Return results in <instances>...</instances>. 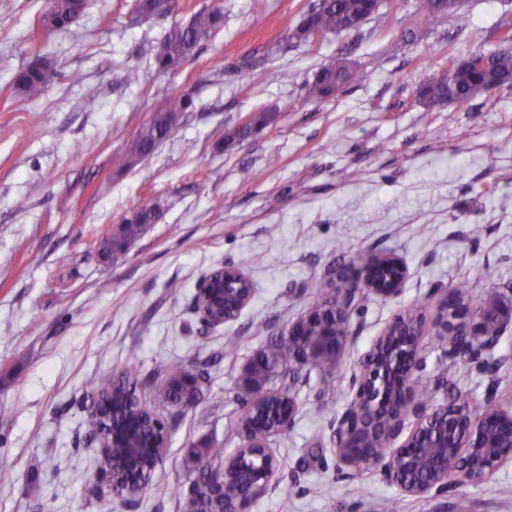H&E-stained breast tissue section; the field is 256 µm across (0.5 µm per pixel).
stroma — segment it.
Returning <instances> with one entry per match:
<instances>
[{
  "label": "stroma",
  "instance_id": "obj_1",
  "mask_svg": "<svg viewBox=\"0 0 512 512\" xmlns=\"http://www.w3.org/2000/svg\"><path fill=\"white\" fill-rule=\"evenodd\" d=\"M314 2L178 0L155 19L133 0H92L70 31L49 35L39 26L47 0H0V465L13 475L0 484V512H183L187 448L209 442L229 456L242 444V374L265 342L256 326L288 329L330 266L353 270L378 253L404 264L399 294L362 290L335 369L300 370L294 423L271 441L277 481L246 512H382L388 498L398 512H512L510 462L482 484L409 496L380 467L339 463L333 443L363 358L399 313L435 315L460 284L512 304V86L458 108L416 96L449 58L497 49L512 0H462L438 28L419 27L420 0H382L358 29L289 40ZM202 9L219 10V25L180 70L128 85L127 70L152 64L165 33ZM37 55L59 75L26 99L13 78ZM340 55L354 77L338 96H315V72ZM182 92L194 106L170 138L120 166L154 109ZM262 111L273 121L217 150ZM146 198L160 219L103 259L98 237ZM227 264L254 295L236 321L209 329L193 296ZM421 346L415 384L435 402L457 387L512 406V328L475 360L449 355L433 331ZM132 361L145 379L165 362L203 364L207 380L192 408L155 405L143 391L169 426L167 447L147 489L119 497L99 477L87 382Z\"/></svg>",
  "mask_w": 512,
  "mask_h": 512
}]
</instances>
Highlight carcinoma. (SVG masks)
Returning a JSON list of instances; mask_svg holds the SVG:
<instances>
[{
    "label": "carcinoma",
    "instance_id": "carcinoma-1",
    "mask_svg": "<svg viewBox=\"0 0 512 512\" xmlns=\"http://www.w3.org/2000/svg\"><path fill=\"white\" fill-rule=\"evenodd\" d=\"M366 0H318L317 7L305 12L302 17L311 22L324 34H334L349 30L352 22L365 15ZM88 7V0H52L41 15L43 30L48 33L66 31L82 16ZM177 7V0H135V12L146 17H165ZM450 11L436 7L435 0H421L420 20L431 27H439L448 20ZM219 13L199 11L193 14L189 22L172 29L159 43L154 64L145 68H133L126 73L129 85H147L157 77L179 70L184 61L194 53L196 46L208 39L216 29ZM503 46L490 54L474 51L471 56L482 61L480 65H466L453 61L448 70L434 75L421 83L418 88L419 99L428 107L445 104L464 105L472 98L491 93L504 86L512 85V30H504L501 37ZM57 77L55 68L47 63L40 68L25 66L14 76V87L25 98H36L47 85ZM352 77V69L347 59L339 57L321 67L314 76L311 89L321 97L337 95ZM193 106L192 97L185 93L167 98L155 108L152 118L142 125L121 163L133 165L150 155L156 147L168 138L176 127L181 115ZM156 203L148 199L138 208L124 216L116 228L104 232L98 239V250L112 257L126 252L128 247L139 239L146 227L158 218ZM455 297L474 314L489 316L490 310L497 306L485 299H473L455 289ZM350 323L339 320L328 336L318 329L300 332L283 331L269 338L267 344L258 350L248 363L243 383L253 392L262 389L280 373L291 370V354L302 346L315 350L307 363L323 370L336 365L338 346L346 339ZM404 342L402 336H390L372 354L375 363L393 365ZM139 369L128 366L124 371L99 387L96 382L90 386L98 388V395L112 402V427L120 430L135 429L136 444L143 448L152 446L157 431L152 424L148 408L141 402L138 394ZM154 375L160 379L156 387L155 398L162 404L189 408L199 402L201 388L195 373L187 370L181 363H164L154 369ZM298 391L292 383L281 387L263 402L243 403L240 417L241 430L259 443L265 440L274 426V420L288 411V405L296 403ZM451 410L460 415L466 411H494V407L475 402L470 393L455 390L450 396ZM512 422L499 417L494 420L489 431L500 441L501 451L509 450L508 427ZM353 453L359 457L366 448H385L387 444L380 436L378 428L364 433L363 437H353ZM190 460L187 479L188 493L185 497V512H200V504L219 510L224 508L225 499L234 496L240 477L235 471L229 473L224 493L208 490L205 480L211 471L224 461V449L215 448L209 443L194 444L187 449Z\"/></svg>",
    "mask_w": 512,
    "mask_h": 512
}]
</instances>
